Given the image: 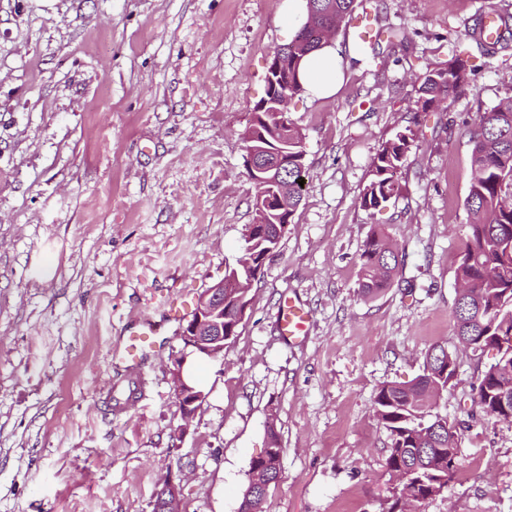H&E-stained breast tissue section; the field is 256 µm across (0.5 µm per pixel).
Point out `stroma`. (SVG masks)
I'll return each instance as SVG.
<instances>
[{
  "instance_id": "35a3bbf8",
  "label": "stroma",
  "mask_w": 512,
  "mask_h": 512,
  "mask_svg": "<svg viewBox=\"0 0 512 512\" xmlns=\"http://www.w3.org/2000/svg\"><path fill=\"white\" fill-rule=\"evenodd\" d=\"M500 0H384L355 9L336 48L367 28L407 46L362 53L335 95H296L305 193L250 294L235 342L191 423L172 382L182 326L244 246L255 193L242 135L271 50L296 27L285 0H0V512H152L163 481L182 512H238L275 422L281 476L263 512H387L389 436L379 388L445 346L456 376L436 410L462 470L420 512H512V424L472 391L494 352L453 332L468 232L467 127L512 89V55L473 70L442 109L413 114L418 78L468 45L458 34ZM416 139L400 192L364 210L382 142ZM403 253L393 284L358 288L373 230ZM311 316L281 336L286 299ZM169 317L115 412L129 372L112 352L140 316Z\"/></svg>"
}]
</instances>
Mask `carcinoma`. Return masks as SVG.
Segmentation results:
<instances>
[{
  "label": "carcinoma",
  "mask_w": 512,
  "mask_h": 512,
  "mask_svg": "<svg viewBox=\"0 0 512 512\" xmlns=\"http://www.w3.org/2000/svg\"><path fill=\"white\" fill-rule=\"evenodd\" d=\"M356 0H308L307 8L323 15L324 20L340 28L354 10ZM464 36L481 57L492 59L512 49L500 37L488 40L482 29L467 28ZM318 29L300 27L285 45L271 51L272 66L278 68V87L268 84L266 95L253 108V120L243 134L245 145L259 152L288 149V168L266 188L272 198L269 211H254L247 225L243 253L254 263L252 273L238 265L226 269L224 310L233 311L239 297L249 295L260 268L273 254L275 244L266 232L293 222L303 199L305 179L303 139L300 129L287 124L284 114L272 101L286 94L292 98L304 91L301 82L303 60L323 48ZM468 82L465 62L456 57L428 70L421 78L414 111L429 112ZM409 126L379 147L369 171L360 205L376 210L398 192L397 174L415 141ZM469 140L472 144L469 192L464 206L473 222L468 224L467 240L456 270V279L464 286L457 294L454 333L459 343L472 352L495 349L496 362L488 367L474 387L482 411L500 420L512 419V94L502 98L488 111L478 114ZM288 179V211L278 209L280 181ZM359 288L373 297L389 287L396 278L403 255L397 244L381 231L372 232L359 254ZM456 373V364L442 345H433L425 356L423 370L414 380L389 383L380 387L374 398V413L388 431L386 471L407 475L413 497L426 501L448 488L458 473L455 431L448 418L434 411L430 399L448 389ZM273 468L253 462L247 477L243 501L251 512H262L267 491L263 485L275 478Z\"/></svg>",
  "instance_id": "1"
}]
</instances>
